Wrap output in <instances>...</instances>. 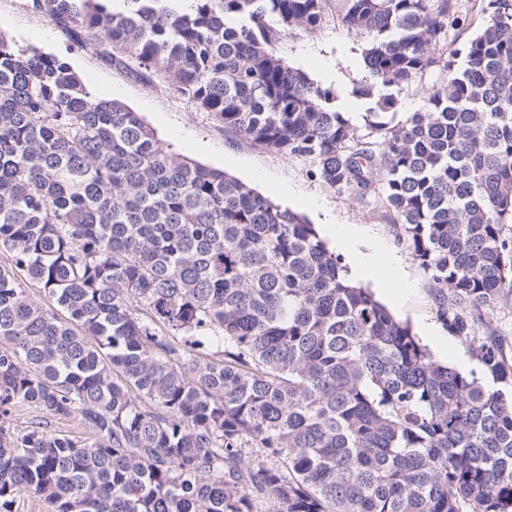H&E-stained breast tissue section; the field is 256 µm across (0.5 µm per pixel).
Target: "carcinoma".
<instances>
[{"label":"carcinoma","instance_id":"obj_1","mask_svg":"<svg viewBox=\"0 0 512 512\" xmlns=\"http://www.w3.org/2000/svg\"><path fill=\"white\" fill-rule=\"evenodd\" d=\"M333 1L372 82L434 77L423 111L393 124L378 101L362 134L274 52ZM32 6L250 145L377 194L477 368L435 361L305 217L0 32V512L22 494L52 512H512V336L491 319L512 295V0H481L450 54L457 0ZM72 416L82 436L52 427Z\"/></svg>","mask_w":512,"mask_h":512}]
</instances>
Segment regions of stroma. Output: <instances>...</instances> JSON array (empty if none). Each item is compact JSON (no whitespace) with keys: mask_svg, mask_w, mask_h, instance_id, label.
I'll use <instances>...</instances> for the list:
<instances>
[{"mask_svg":"<svg viewBox=\"0 0 512 512\" xmlns=\"http://www.w3.org/2000/svg\"><path fill=\"white\" fill-rule=\"evenodd\" d=\"M0 30L20 46H35L66 60L94 96L125 102L172 151L226 170L275 204L304 215L317 230L334 224L392 255L409 284L408 290L396 294L383 272L377 279H364V286L423 336L436 360L460 370L474 368L467 345L450 335L439 319L428 276L407 245L399 241L397 227L389 223L379 204L363 203L353 194L328 187L312 176V165L306 160L251 146L196 111L161 82L147 84L105 65L93 44L67 39L32 8L31 0H0ZM365 44V37L347 31L331 12L314 33L281 38L274 49L290 66L331 88L339 110L359 124L373 105L372 99L355 91L366 76L362 60Z\"/></svg>","mask_w":512,"mask_h":512,"instance_id":"35a3bbf8","label":"stroma"}]
</instances>
